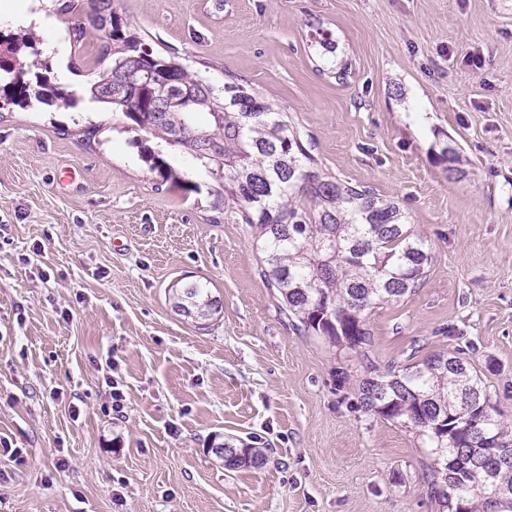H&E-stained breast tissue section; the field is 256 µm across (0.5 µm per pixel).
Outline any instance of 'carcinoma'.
Listing matches in <instances>:
<instances>
[{
    "mask_svg": "<svg viewBox=\"0 0 512 512\" xmlns=\"http://www.w3.org/2000/svg\"><path fill=\"white\" fill-rule=\"evenodd\" d=\"M100 33L112 66L89 88L90 97L122 112L112 88L142 75L151 81L131 88L136 109L123 112L126 130L143 131L198 160L224 193L242 208L244 223L260 242V274L279 294L294 330L324 338L335 350L357 356L366 374L354 380L351 407L400 424L422 438L430 451V499L437 512H512V420L491 402L476 368L465 357L430 353L404 366L373 364L368 315L375 306L418 288L433 255L428 240L407 222L396 202L368 187H355L318 169L287 116L247 87L226 83L219 90L171 58L153 53L136 33L122 29L112 0H87L68 28L77 42ZM36 33L27 29L0 56L11 77L5 105L43 101L30 92L27 76L35 58L23 60ZM183 90L196 94L188 112H162L161 101ZM148 153L164 183L181 178L161 156ZM175 307L200 321L218 310V300L199 284L171 286ZM259 448L224 467L264 465Z\"/></svg>",
    "mask_w": 512,
    "mask_h": 512,
    "instance_id": "cac0c4a2",
    "label": "carcinoma"
}]
</instances>
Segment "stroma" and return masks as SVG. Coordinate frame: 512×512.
<instances>
[{
  "instance_id": "obj_1",
  "label": "stroma",
  "mask_w": 512,
  "mask_h": 512,
  "mask_svg": "<svg viewBox=\"0 0 512 512\" xmlns=\"http://www.w3.org/2000/svg\"><path fill=\"white\" fill-rule=\"evenodd\" d=\"M76 104L0 110V512H436L420 439L351 409L200 162L91 100L102 40L26 0ZM215 87L285 112L319 167L399 203L433 262L369 314L378 366L465 355L512 417V0H114ZM336 43L317 46L320 35ZM221 302L206 329L175 281ZM123 392L111 409L109 379ZM263 449L225 468L212 446ZM162 152V150L158 149L156 152L153 151L152 153L150 151L148 153V158H150V161H152V170H156L158 172L159 177L165 184L170 183V186L173 188H181V178L179 177L178 173L172 169L162 158Z\"/></svg>"
}]
</instances>
